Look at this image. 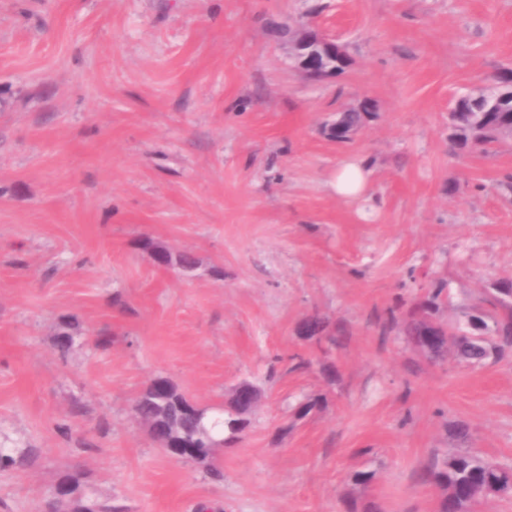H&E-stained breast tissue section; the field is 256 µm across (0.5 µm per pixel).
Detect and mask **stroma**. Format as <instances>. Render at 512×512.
I'll list each match as a JSON object with an SVG mask.
<instances>
[{"label":"stroma","mask_w":512,"mask_h":512,"mask_svg":"<svg viewBox=\"0 0 512 512\" xmlns=\"http://www.w3.org/2000/svg\"><path fill=\"white\" fill-rule=\"evenodd\" d=\"M303 18L343 74L289 64ZM508 69L512 0H0V448L26 458L0 512H437L421 474L459 424L512 463V353L466 369L381 330L428 282L461 303L512 277V139L448 148L455 98ZM366 101L351 142L325 138ZM354 156L371 201L329 187ZM311 313L343 331L330 356ZM158 376L210 412L243 381L261 401L234 443L174 460L132 412ZM300 331L302 336L323 350L336 346V330L318 315L305 317Z\"/></svg>","instance_id":"1"}]
</instances>
